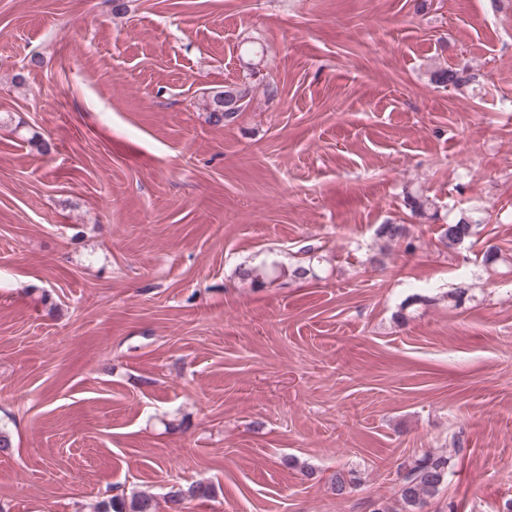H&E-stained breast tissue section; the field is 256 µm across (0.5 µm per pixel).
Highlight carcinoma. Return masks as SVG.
Wrapping results in <instances>:
<instances>
[{
    "instance_id": "cac0c4a2",
    "label": "carcinoma",
    "mask_w": 512,
    "mask_h": 512,
    "mask_svg": "<svg viewBox=\"0 0 512 512\" xmlns=\"http://www.w3.org/2000/svg\"><path fill=\"white\" fill-rule=\"evenodd\" d=\"M431 83L439 87L453 86L461 88L468 84L470 78L465 76V69L453 67H437L430 71ZM253 85L249 82L234 83L224 89L214 91L206 99V110L209 120L216 125L233 122L240 113L250 105ZM405 206L419 218L432 219L435 216V202L419 192H406ZM481 220L468 215L451 219L441 225L439 243L446 250H456L471 241L475 234V226ZM376 237L385 243L405 241L410 237V228L391 220L377 226ZM271 269L262 266H243L238 270L242 280L261 286L270 276ZM451 474L450 458L442 454L426 452L410 460L401 462L397 467V499L400 512H419L427 499L436 496ZM357 478L350 471H338L331 479L334 494L342 498L356 487ZM214 488L210 484L197 483L184 489L173 485L167 493L168 502L175 508L187 499H208L213 497ZM99 512H157L154 498L142 492L130 495H114L102 504Z\"/></svg>"
}]
</instances>
